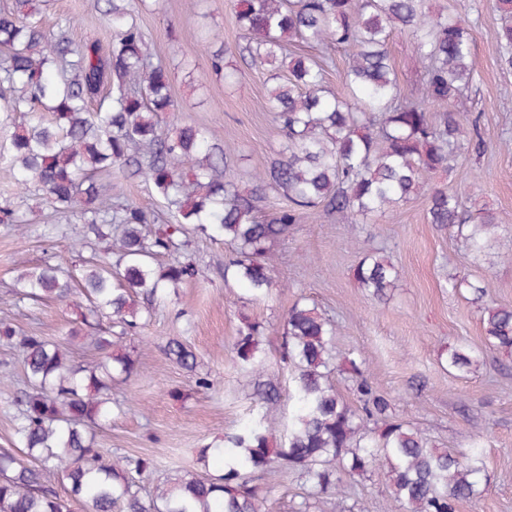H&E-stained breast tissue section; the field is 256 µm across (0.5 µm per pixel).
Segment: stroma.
Wrapping results in <instances>:
<instances>
[{
	"mask_svg": "<svg viewBox=\"0 0 512 512\" xmlns=\"http://www.w3.org/2000/svg\"><path fill=\"white\" fill-rule=\"evenodd\" d=\"M493 5L494 0H426L428 15L455 13L471 24L477 69L467 108L478 117L485 143L483 153L461 151L432 182L458 195L469 212L487 205L512 215V149L505 147L512 142V68L501 66L488 30ZM238 10V0H146L136 7L135 18L156 56L171 67L177 105L171 122L215 131L231 152V175L246 191L253 174L276 159L283 141L265 101L274 77L286 76L287 65L242 66L236 52L242 42ZM64 16L78 20L76 41L108 47L112 29L92 0H50L46 28ZM221 50L241 69L234 82L211 69L212 54ZM112 198L137 204L157 223L171 220L147 184L119 171L112 174ZM22 209L30 220L26 235L0 224V318L55 339L78 319L80 296L17 309L9 292L20 271L43 260L79 264L82 255L73 244L84 227L76 216L56 213L34 195ZM425 214L421 198L363 224L337 223L319 207L306 211L276 248L280 286L264 299L225 277L223 237H191L187 253L201 273L178 295L155 305L150 321L132 338L140 367L113 383L112 397L124 411L95 428L96 447L152 461V476L141 480L147 493L156 477L178 469L223 474L221 460L199 462V448L222 447L225 436L262 414L287 427L291 411L285 400L261 406L253 393L255 374L238 366L233 347L241 318L261 324L266 361L273 366L280 358L285 313L304 298L337 323V350L364 360L374 387L393 399L399 419L425 431L440 448L482 445L487 487L479 500L461 503L458 512H512V358L487 348L480 320L481 306H512V261L499 258L512 250V233L495 243L492 255L476 261L453 230L427 223ZM380 249L400 271L396 288L381 300L353 277L362 257ZM455 275L482 283V300L452 289ZM172 337L196 353V372L167 358L164 347ZM460 343L480 358L465 376L450 373L445 362L449 348ZM200 374L209 376L210 387L196 386ZM346 496L355 512H396L379 471L351 483Z\"/></svg>",
	"mask_w": 512,
	"mask_h": 512,
	"instance_id": "1",
	"label": "stroma"
}]
</instances>
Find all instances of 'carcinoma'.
<instances>
[{
	"instance_id": "obj_1",
	"label": "carcinoma",
	"mask_w": 512,
	"mask_h": 512,
	"mask_svg": "<svg viewBox=\"0 0 512 512\" xmlns=\"http://www.w3.org/2000/svg\"><path fill=\"white\" fill-rule=\"evenodd\" d=\"M46 2L12 0L0 10V126L13 128L0 141V159L12 170L20 199L39 193L56 211L75 215L85 234L109 244L71 271L48 260L17 277L15 304L66 299L75 282L86 313L62 342L0 320V344L16 353L22 371V387L11 399L18 452L0 449V512H71V503L82 499L88 512H270V487L253 484L254 472L270 483L297 473L308 493L296 512H313L325 498L342 500L346 483L376 469L406 512H456L479 498L486 478L482 448H436L421 429L397 419L392 400L376 392L354 353L336 352V324L304 301L289 307L284 321L288 391L273 376L256 387L263 403L285 396L295 404L287 442H278L275 422L251 418L224 447L199 450L204 462L221 457L223 474L167 473L143 497L139 480L152 471L150 460L107 458L92 433L113 413L112 382L137 372L127 339L151 317L154 302L199 274L183 252L192 235L224 237L230 248L224 274L246 283L256 298L278 286L271 248L314 207L339 223L360 224L422 195L428 223L457 227L473 257L488 255L512 217L490 209L468 214L457 195L426 180L461 150L483 148L465 110L476 73L470 24L457 15L429 16L425 0H240L238 55L246 65H270L293 42L348 55L343 92L325 85L322 57L291 58L288 76L267 98L285 144L244 193L226 176L227 154L214 131L167 123L174 111L170 72L154 60L133 0H93L106 4L115 35L105 52L73 39L72 17L45 29ZM495 10L500 63L512 68V0H495ZM396 31L421 58L417 103L403 100L391 64L388 44ZM114 167L148 184L174 222L151 230L138 206L105 203L100 178L112 176ZM272 196L288 205L258 220ZM0 224L21 231L28 220L21 206L5 201ZM354 276L377 299L398 280L382 252L366 255ZM102 318L110 320L108 334L90 337L97 360L74 364L66 342ZM481 322L486 345L511 355L512 309L485 306ZM261 336V325L246 321L234 344L238 361L258 372L266 371ZM164 351L183 369L196 370V354L180 339H170ZM446 362L448 371L464 376L478 359L458 344ZM341 368L357 377L360 411L330 381Z\"/></svg>"
}]
</instances>
